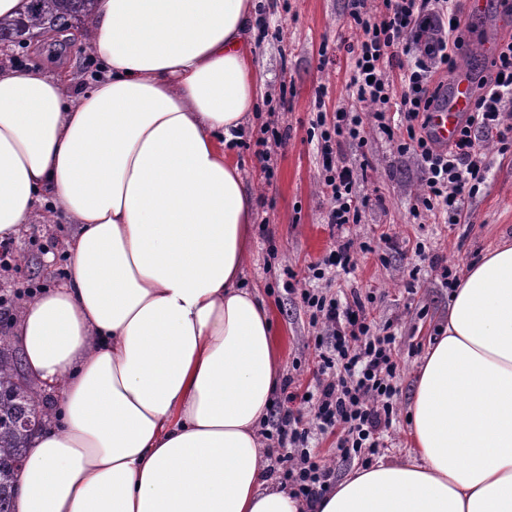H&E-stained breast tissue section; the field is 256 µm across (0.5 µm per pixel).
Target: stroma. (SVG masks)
Returning <instances> with one entry per match:
<instances>
[{
	"label": "stroma",
	"mask_w": 512,
	"mask_h": 512,
	"mask_svg": "<svg viewBox=\"0 0 512 512\" xmlns=\"http://www.w3.org/2000/svg\"><path fill=\"white\" fill-rule=\"evenodd\" d=\"M257 15L266 17L272 33L256 49L263 91L260 109L250 118L232 153L239 162L248 188L254 194V238L243 277L247 286L259 288L273 319L283 375L298 383L311 379L314 354L310 343L315 328L296 295L283 289L282 270L291 268L304 288H320L339 298L352 292L377 298L378 323L392 324L397 336L401 368L395 379L400 393L398 414L382 449V460H400L408 451L406 413L415 390L416 371L437 327L448 320V288L441 284L433 259L464 269L476 255L500 238H512V149L500 152L496 140L483 139L489 174L477 194L466 198V219L445 223L443 217H413L411 207L420 185L414 160L399 155L385 138L374 135L365 148L345 146L344 160L359 166L371 158L373 168L356 192L365 196L379 192L383 207L372 206L360 223L347 227L354 241H369L390 234L425 245V260L419 261L420 286L409 292L404 269L406 257L395 252L367 255L356 274L329 271L323 280L310 278L307 267L332 248L334 239L327 224L328 206L319 177L321 159L310 142L309 131L316 118L317 99H324L325 112H334L346 102L345 85L351 76V60L344 44L356 33L348 25L347 0H256ZM475 28L466 52L457 57V67L476 69L482 61L485 42H499L512 33V19L488 11L467 14ZM329 45L330 61L321 64V45ZM0 58L16 67L41 66L47 70L88 74L97 67L84 41H75L65 51L54 49L53 40L40 38L29 47L9 45ZM287 102H280L281 90ZM288 132L285 146L271 150L273 179H265L253 146L267 121ZM70 227L35 221L11 243L18 260L9 273L0 272V291L10 292L29 283L53 288L69 268L67 242Z\"/></svg>",
	"instance_id": "1"
}]
</instances>
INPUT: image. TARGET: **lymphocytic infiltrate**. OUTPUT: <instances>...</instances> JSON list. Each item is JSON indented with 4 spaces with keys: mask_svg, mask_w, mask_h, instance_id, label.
Wrapping results in <instances>:
<instances>
[{
    "mask_svg": "<svg viewBox=\"0 0 512 512\" xmlns=\"http://www.w3.org/2000/svg\"><path fill=\"white\" fill-rule=\"evenodd\" d=\"M382 5L376 13L368 0H348L350 23L359 32L347 47L353 66L346 92L354 105L337 107L330 116L318 113L312 123L328 222L339 229L360 223L364 208L383 203L382 196L361 197L355 190L371 161L355 168L342 158L345 144H364L361 111L368 108L379 134L416 161L422 186L418 207L461 223L466 195L489 172L480 135L496 134L502 148L512 147V127L504 123V110L512 102V35L498 42L494 57L474 78L473 112L456 141L442 148L429 133L430 110L447 91L456 56L474 28L462 20L457 0H382ZM398 81L404 89L397 96L393 88ZM286 287L298 293L318 330L315 386L285 381L264 437L277 445L284 485L295 496L314 501L335 486L336 469L311 451L310 432L335 436L339 462H371L392 425L400 363L390 325H377L370 316L374 296L356 292L342 302L291 281Z\"/></svg>",
    "mask_w": 512,
    "mask_h": 512,
    "instance_id": "obj_1",
    "label": "lymphocytic infiltrate"
}]
</instances>
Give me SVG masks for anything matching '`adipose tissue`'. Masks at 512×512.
<instances>
[{
  "label": "adipose tissue",
  "mask_w": 512,
  "mask_h": 512,
  "mask_svg": "<svg viewBox=\"0 0 512 512\" xmlns=\"http://www.w3.org/2000/svg\"><path fill=\"white\" fill-rule=\"evenodd\" d=\"M253 0H96L94 80L0 66V239L72 224L66 282L24 304L58 418L14 512H512V241L471 260L407 408L406 459L314 505L268 473L282 375L241 277L253 195L229 145L259 106Z\"/></svg>",
  "instance_id": "ef3b65f1"
}]
</instances>
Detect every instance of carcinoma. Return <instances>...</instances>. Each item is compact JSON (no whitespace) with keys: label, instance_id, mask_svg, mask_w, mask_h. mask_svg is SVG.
<instances>
[{"label":"carcinoma","instance_id":"cac0c4a2","mask_svg":"<svg viewBox=\"0 0 512 512\" xmlns=\"http://www.w3.org/2000/svg\"><path fill=\"white\" fill-rule=\"evenodd\" d=\"M92 0H30L26 17L0 21V42H26L30 31L41 29L63 37L89 23ZM51 407L41 389L22 374L20 351L9 337L0 336V512H13L12 494L16 468L25 457L29 440Z\"/></svg>","mask_w":512,"mask_h":512}]
</instances>
